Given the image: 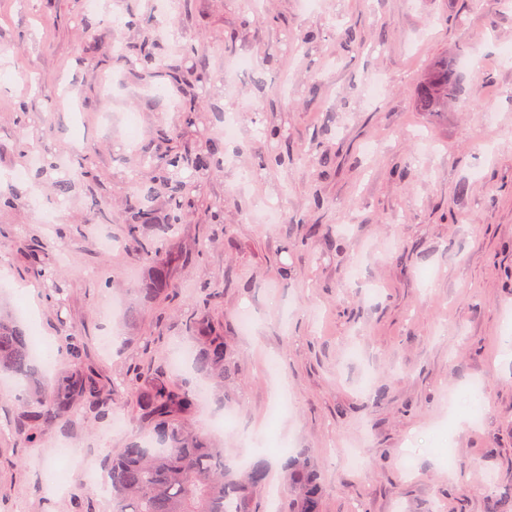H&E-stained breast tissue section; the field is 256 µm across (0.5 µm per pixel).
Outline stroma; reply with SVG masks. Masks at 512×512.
Segmentation results:
<instances>
[{"instance_id": "obj_1", "label": "stroma", "mask_w": 512, "mask_h": 512, "mask_svg": "<svg viewBox=\"0 0 512 512\" xmlns=\"http://www.w3.org/2000/svg\"><path fill=\"white\" fill-rule=\"evenodd\" d=\"M101 2L0 0V198L36 200L0 207V306L52 345L62 325L80 328L105 382L167 366L193 382L190 353L166 356L214 293L237 376L190 425L232 458L268 461L256 512H271L285 459L304 452L323 512H512V63L501 58L512 0ZM147 36L150 80L132 64ZM242 52L253 68L229 76ZM443 64L464 94L419 111L417 88ZM201 65L207 82L182 112L179 83ZM174 128L210 140L220 170L186 177L224 211L216 223L183 211L164 243L180 256L174 288L146 301L151 269L123 227L154 188L142 149ZM31 151L55 168L15 177ZM154 190L143 240L170 210ZM264 205L284 219L259 223ZM38 246L64 282L61 304L28 262ZM113 411L121 430L84 416L30 444L14 434L16 406L0 402V512H74L77 497L84 512H112L89 475L147 435L130 394ZM345 446L362 469L342 460Z\"/></svg>"}]
</instances>
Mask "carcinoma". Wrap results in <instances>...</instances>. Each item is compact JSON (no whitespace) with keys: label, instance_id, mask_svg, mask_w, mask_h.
<instances>
[{"label":"carcinoma","instance_id":"1","mask_svg":"<svg viewBox=\"0 0 512 512\" xmlns=\"http://www.w3.org/2000/svg\"><path fill=\"white\" fill-rule=\"evenodd\" d=\"M457 83L446 70L436 72L417 92L420 108L440 112L455 96ZM174 130L153 149L144 151V163L158 172V184L167 190L175 211L196 205L195 197L183 176L191 169L208 172L216 166L214 152L203 147L180 144ZM132 210L127 237L136 240L140 225L151 220L148 199ZM169 225H154V241L138 245L140 256L152 268V277L141 292L147 298L166 297L174 288L170 279L178 258L163 249ZM29 257L43 279L50 301L62 295L54 272V261L44 247L30 250ZM206 303L187 325L195 346L196 370L224 393V382L235 375L224 343V331L212 317ZM63 345L71 364L52 385L37 380L38 364L30 353V339L17 320L0 307V373L8 372L26 383L17 397L18 423L15 433L21 439L37 442L44 431L58 428L69 431L84 409L100 420L112 411L115 387H105L85 363L86 347L71 327L64 328ZM134 393L138 419L152 430L148 440L129 442L106 465L112 494V512H255L254 499L265 485L268 464L258 458L247 466L236 464L208 438L195 434L189 419L199 404L197 390L181 383L167 372L153 369L136 373L126 385ZM286 510L284 512H322L323 488L318 470L308 455L285 460L283 465Z\"/></svg>","mask_w":512,"mask_h":512}]
</instances>
